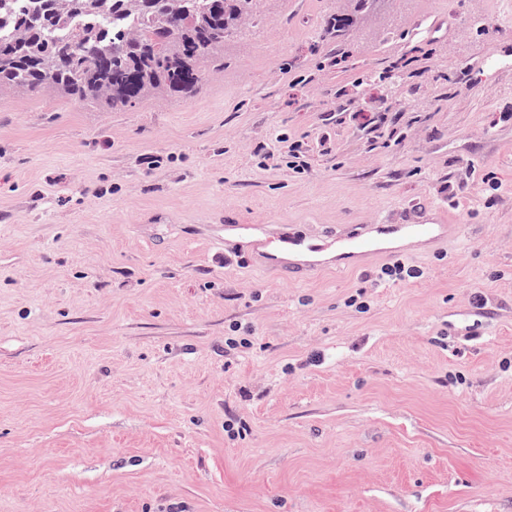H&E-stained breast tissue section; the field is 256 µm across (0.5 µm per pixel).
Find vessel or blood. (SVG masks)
I'll use <instances>...</instances> for the list:
<instances>
[{
  "instance_id": "1",
  "label": "vessel or blood",
  "mask_w": 512,
  "mask_h": 512,
  "mask_svg": "<svg viewBox=\"0 0 512 512\" xmlns=\"http://www.w3.org/2000/svg\"><path fill=\"white\" fill-rule=\"evenodd\" d=\"M463 230L461 222L447 219L444 207L417 197L353 228L325 231L311 225L290 229L231 222L221 225L216 245L223 254L247 252L254 266L301 283L325 268L361 269L379 255L433 254Z\"/></svg>"
}]
</instances>
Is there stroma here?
<instances>
[{"label": "stroma", "mask_w": 512, "mask_h": 512, "mask_svg": "<svg viewBox=\"0 0 512 512\" xmlns=\"http://www.w3.org/2000/svg\"><path fill=\"white\" fill-rule=\"evenodd\" d=\"M504 3L256 0L196 92L0 89V512H512ZM423 195L467 234L403 281L288 283L209 231Z\"/></svg>", "instance_id": "obj_1"}]
</instances>
